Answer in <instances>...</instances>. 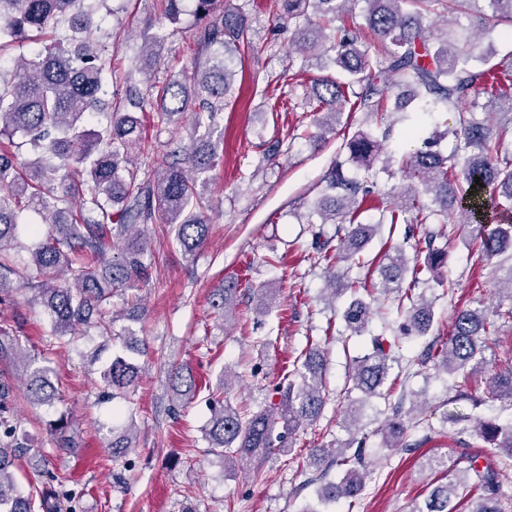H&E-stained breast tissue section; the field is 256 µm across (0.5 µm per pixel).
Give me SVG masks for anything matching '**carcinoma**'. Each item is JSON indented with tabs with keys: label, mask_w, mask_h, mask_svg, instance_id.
Segmentation results:
<instances>
[{
	"label": "carcinoma",
	"mask_w": 512,
	"mask_h": 512,
	"mask_svg": "<svg viewBox=\"0 0 512 512\" xmlns=\"http://www.w3.org/2000/svg\"><path fill=\"white\" fill-rule=\"evenodd\" d=\"M199 24L198 53L206 58L192 71H183L166 83L151 84L146 91L129 86L122 105L104 113L105 123L89 127L111 95L104 56L105 46L90 40L99 30L94 0H0V51L13 42L32 40L64 22L71 31L66 40L44 45L37 57L13 61L0 69V305L12 304L19 288L33 292L53 326L55 340L67 344L79 331H95L112 340L116 336L110 306L112 295L127 290L145 275L147 235L144 227L165 224L167 232L188 255L207 240L211 216L199 191L221 157V139H213L219 112L229 105L233 71L229 61L251 47L252 20L239 7L222 0H163V15L175 24L185 12V2ZM280 16L293 31L292 51L303 61L329 57L339 76L314 81L316 106L323 113L318 127L336 129L341 105L369 113L384 123L390 112L405 110L417 102L423 107H443L454 114L453 124L424 140V147L400 161L399 171L410 183L378 216L362 218L365 202L374 194L378 179L375 161L389 135L357 131L346 141L347 160L336 162L325 175L318 200L299 215L303 224H346L336 248L330 240L315 236L318 260L326 263L331 299L351 293L341 317L351 336L366 333L372 303L384 298L405 314L401 332L423 338L434 324V308L415 293L420 275L435 272L445 250L433 247L434 234L426 235L425 247L413 245L409 256L401 244L385 245L374 261V277L349 276L350 265L362 261V252L383 224H446L456 215L461 224H472V241L489 258L512 252V50L495 62L479 50V38L471 15L490 35L498 25L500 36L512 40V0H278ZM364 4V25H347L346 15ZM341 21L328 29V23ZM371 32L376 42L367 39ZM486 96L480 101V96ZM152 102L154 124L178 126L190 104L194 131H203L185 149L184 158L166 165L153 179H140L134 151L145 147L143 124L137 113ZM27 137L33 158L19 160L16 133ZM454 138L450 155L435 149L445 137ZM482 186H475V177ZM80 198L74 206L73 199ZM47 231H42V226ZM120 252L107 257L112 242ZM426 254V267L418 264ZM230 282L213 289L211 304L226 310L236 297ZM496 324L478 307H455L449 336L436 337L409 365L431 364L436 376H451L460 399L474 407L488 401L512 407V364L499 368L482 398L469 394L474 373L482 368L488 337ZM396 341L382 336L349 358L346 394L351 401L343 425L349 438L332 454L311 450L321 467L313 482L319 505L326 508L341 500L359 498L370 476L365 456L367 434L361 433L364 404L375 397L396 396L391 414L378 428L384 448H416L419 421L403 411L405 389L390 380ZM143 352L135 341L122 340V350L101 371L112 396L122 395L141 379L142 366L134 355ZM36 359L20 353L17 345L0 340V360ZM325 364L313 346L294 366L291 379L276 388L278 406L252 413L241 412L224 400L226 379L216 387L218 400L204 429L209 452L223 459L224 467L247 465L260 474L269 454L281 450L284 437L275 434L281 424L292 433L311 425L322 415ZM176 395L195 396L196 381L187 365L174 369ZM25 388L30 402L51 406L59 399L50 369L38 366L29 372ZM13 387L0 379V512H63L69 499L67 478L54 476L58 488L23 495L14 484L11 469L29 448L28 433L13 415ZM56 447L74 455L80 444L68 422L59 419L53 428ZM475 432L497 456L512 458V420L478 419ZM463 470L431 459V470H444V482L435 485L423 504L410 512H457L455 500L466 497L467 480L480 491L469 512H505L504 494L496 469L478 466L474 456L462 459ZM343 477L328 479L332 468Z\"/></svg>",
	"instance_id": "obj_1"
}]
</instances>
